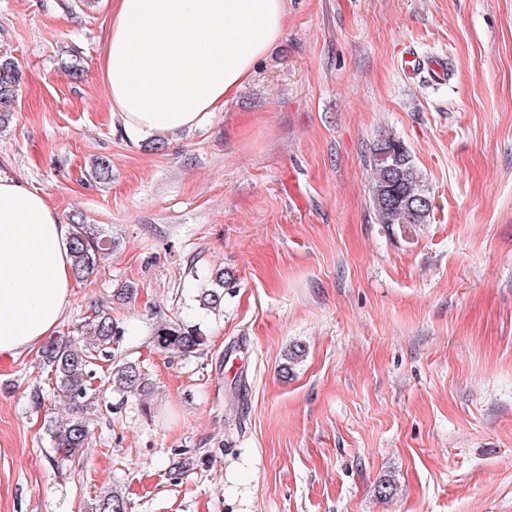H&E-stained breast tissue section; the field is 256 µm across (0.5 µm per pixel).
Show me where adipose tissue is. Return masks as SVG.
I'll return each mask as SVG.
<instances>
[{"label":"adipose tissue","mask_w":512,"mask_h":512,"mask_svg":"<svg viewBox=\"0 0 512 512\" xmlns=\"http://www.w3.org/2000/svg\"><path fill=\"white\" fill-rule=\"evenodd\" d=\"M285 0H115L103 81L129 139L222 111L279 41ZM69 227L45 196L0 176V354L52 335L70 305Z\"/></svg>","instance_id":"adipose-tissue-1"}]
</instances>
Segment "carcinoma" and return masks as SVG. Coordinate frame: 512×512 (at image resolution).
<instances>
[{
	"instance_id": "cac0c4a2",
	"label": "carcinoma",
	"mask_w": 512,
	"mask_h": 512,
	"mask_svg": "<svg viewBox=\"0 0 512 512\" xmlns=\"http://www.w3.org/2000/svg\"><path fill=\"white\" fill-rule=\"evenodd\" d=\"M22 71L12 59L0 58V128L6 126L17 106V87ZM374 179L371 202L378 223L404 228L424 224L432 212V198L425 189L424 177L412 156L399 139L384 135L371 149ZM69 250L73 276L86 281L97 274L101 262L111 250L110 243L95 224H70ZM200 305L217 310L224 303V270L211 275V287L201 292ZM115 323L103 309L82 332L81 345L70 339L53 338L41 350L43 364L54 373L56 385L68 398L73 409L85 407L91 379V365L96 355L112 345ZM154 346L173 357L187 359L204 343L200 330L171 321L160 325L153 336ZM114 387L123 393L145 391V377L137 365L122 363L113 374ZM47 434L53 443L56 462L72 461L88 444L89 428L82 415L48 423ZM95 512H128L127 502L119 495H107L95 505Z\"/></svg>"
}]
</instances>
